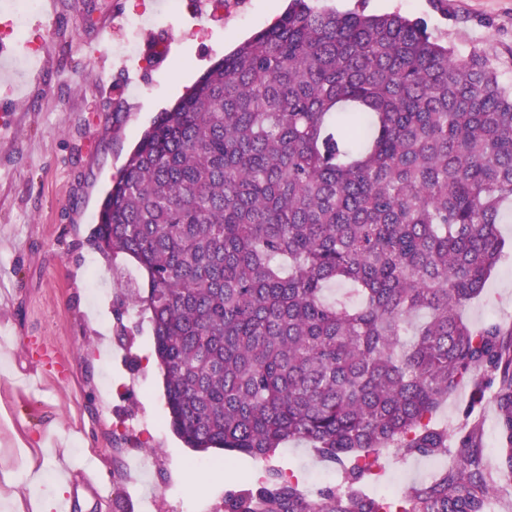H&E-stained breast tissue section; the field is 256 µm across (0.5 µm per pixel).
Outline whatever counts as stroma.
Wrapping results in <instances>:
<instances>
[{
    "label": "stroma",
    "instance_id": "obj_1",
    "mask_svg": "<svg viewBox=\"0 0 512 512\" xmlns=\"http://www.w3.org/2000/svg\"><path fill=\"white\" fill-rule=\"evenodd\" d=\"M33 15L37 58L15 48L0 77V502L28 512L54 495L60 462L102 474L96 491L68 479L73 512H224L269 469L308 485L329 466L291 441L265 462L184 447L169 428L152 329L126 298L143 281L131 259L109 260L90 237L115 175L157 112L216 61L268 26L288 0H53ZM346 11L424 21L455 53L481 50L512 83V0H320ZM142 13L144 31L130 28ZM473 325L512 321V257L464 309ZM376 483L429 481L433 457L389 449ZM40 472L30 487L19 475Z\"/></svg>",
    "mask_w": 512,
    "mask_h": 512
}]
</instances>
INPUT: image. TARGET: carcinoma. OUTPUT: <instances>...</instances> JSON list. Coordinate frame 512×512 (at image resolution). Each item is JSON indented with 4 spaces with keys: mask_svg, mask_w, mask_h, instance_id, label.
Returning a JSON list of instances; mask_svg holds the SVG:
<instances>
[{
    "mask_svg": "<svg viewBox=\"0 0 512 512\" xmlns=\"http://www.w3.org/2000/svg\"><path fill=\"white\" fill-rule=\"evenodd\" d=\"M512 84L399 13L291 0L146 129L93 244L132 258L169 425L255 461L302 441L340 481L276 470L224 512H491L512 475V325L461 311L508 256ZM350 282L346 300L327 289ZM492 392L498 465L477 423L434 419ZM459 460L394 497L383 451ZM471 395V386L460 388L450 394L438 416L439 421L448 424V429H452L459 422L461 410L471 399Z\"/></svg>",
    "mask_w": 512,
    "mask_h": 512,
    "instance_id": "cac0c4a2",
    "label": "carcinoma"
}]
</instances>
